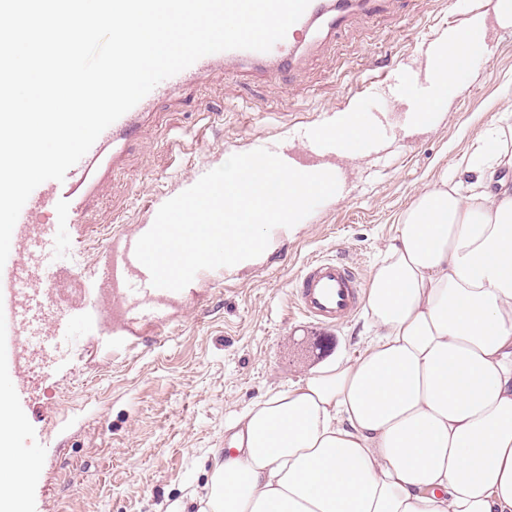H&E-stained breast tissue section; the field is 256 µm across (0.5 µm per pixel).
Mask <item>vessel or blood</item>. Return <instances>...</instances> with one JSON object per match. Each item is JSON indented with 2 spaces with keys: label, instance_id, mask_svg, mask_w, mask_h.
I'll return each mask as SVG.
<instances>
[{
  "label": "vessel or blood",
  "instance_id": "obj_1",
  "mask_svg": "<svg viewBox=\"0 0 512 512\" xmlns=\"http://www.w3.org/2000/svg\"><path fill=\"white\" fill-rule=\"evenodd\" d=\"M374 0H310L300 19L284 39L267 52L228 50L204 56L180 73L160 82L132 109L105 129L91 149L66 173L63 181L48 180L29 196L14 226L10 253L0 268V330L29 335L25 297L36 294L55 271H66L68 263L50 267L43 263L47 245L69 241L74 224L80 223L87 199L100 195L112 171V143L133 133L143 113L155 101L174 95L204 76L222 73L241 61L261 67L292 66L315 22H326L329 29L341 26L351 9L371 11ZM51 211L50 226L37 227V217ZM148 230L136 225L134 231L114 235L112 243L98 259L100 286L79 293L70 304H62L47 317L48 325L62 320L87 325L99 335H128L134 324L146 317H161L168 306L191 296L192 287L175 292L151 284L148 269L135 257V245ZM293 295L299 312L321 325L337 326L353 316L360 305V282L352 267L341 259L316 258L308 261L293 282Z\"/></svg>",
  "mask_w": 512,
  "mask_h": 512
}]
</instances>
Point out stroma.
Instances as JSON below:
<instances>
[{
  "instance_id": "obj_1",
  "label": "stroma",
  "mask_w": 512,
  "mask_h": 512,
  "mask_svg": "<svg viewBox=\"0 0 512 512\" xmlns=\"http://www.w3.org/2000/svg\"><path fill=\"white\" fill-rule=\"evenodd\" d=\"M495 3L383 0L376 13L314 34L291 70L270 74L248 63L156 103L115 146L109 188L86 206L72 237L74 272L90 289L113 229L151 223L184 186L257 144L297 153L307 167L335 168L339 193L263 260L201 283L170 309L169 321L138 326L120 351L90 331L83 353L55 346L51 366L27 369L11 395L22 423L11 455L40 476L26 482L18 512H168L190 504L233 418L309 371L357 355L364 312L332 328L312 324L294 304L293 281L308 261L336 256L369 281L397 216L420 190L438 185L445 171L474 184L460 164L512 105V29L499 27ZM478 12L484 63L449 112L408 128L410 95L423 91L424 51ZM355 102L383 124L379 142L356 160L307 150L324 118Z\"/></svg>"
}]
</instances>
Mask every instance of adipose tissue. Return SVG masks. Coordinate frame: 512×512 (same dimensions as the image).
I'll use <instances>...</instances> for the list:
<instances>
[{
	"label": "adipose tissue",
	"instance_id": "1",
	"mask_svg": "<svg viewBox=\"0 0 512 512\" xmlns=\"http://www.w3.org/2000/svg\"><path fill=\"white\" fill-rule=\"evenodd\" d=\"M486 53L481 19L443 31L413 123L448 111ZM465 167L474 192L444 181L400 216L358 355L234 419L201 512H512V152L482 144ZM18 424L0 389V512L25 479Z\"/></svg>",
	"mask_w": 512,
	"mask_h": 512
}]
</instances>
